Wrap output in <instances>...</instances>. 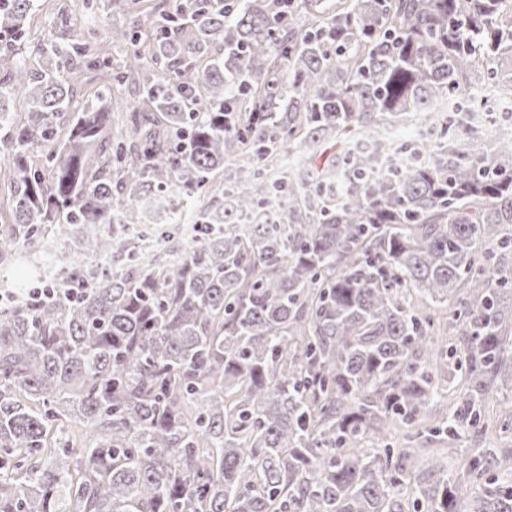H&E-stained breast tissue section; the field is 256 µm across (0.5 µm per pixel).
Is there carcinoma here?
<instances>
[{
  "instance_id": "obj_1",
  "label": "carcinoma",
  "mask_w": 512,
  "mask_h": 512,
  "mask_svg": "<svg viewBox=\"0 0 512 512\" xmlns=\"http://www.w3.org/2000/svg\"><path fill=\"white\" fill-rule=\"evenodd\" d=\"M38 2L0 0V512H404L407 451L364 442L448 400L428 436L480 434L512 369V136L478 147L469 123L512 86V0H180L142 21L110 0L120 21L32 58ZM447 97L470 111L418 136ZM390 128L380 174L353 144ZM294 151L296 178L262 177ZM271 195L282 220L238 232ZM134 210L214 228L139 263ZM45 240L73 255L56 281L31 260ZM106 252L123 268L90 274ZM448 301L460 333L437 342ZM462 472L410 512H512V448Z\"/></svg>"
}]
</instances>
